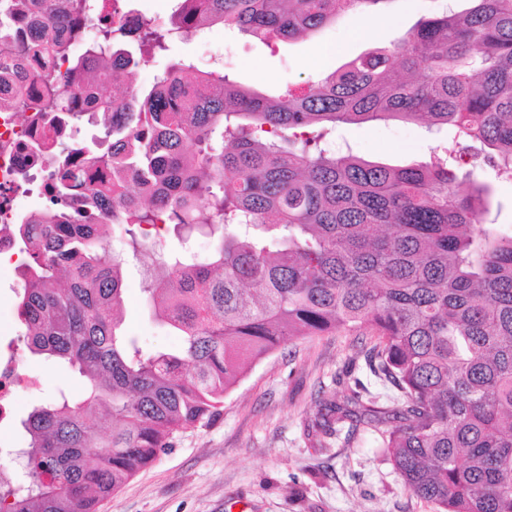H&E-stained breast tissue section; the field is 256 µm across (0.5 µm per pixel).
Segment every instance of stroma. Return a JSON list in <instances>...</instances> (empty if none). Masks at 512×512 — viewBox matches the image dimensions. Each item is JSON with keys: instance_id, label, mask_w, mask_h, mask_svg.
<instances>
[{"instance_id": "obj_1", "label": "stroma", "mask_w": 512, "mask_h": 512, "mask_svg": "<svg viewBox=\"0 0 512 512\" xmlns=\"http://www.w3.org/2000/svg\"><path fill=\"white\" fill-rule=\"evenodd\" d=\"M460 11L466 0H389L384 12L354 11L307 36L268 47L217 24L203 35L174 43L168 56L145 65L138 84L151 86L167 58L185 59L203 71H220L240 85L272 93L329 73L366 50L387 46L415 21L437 12L440 2ZM437 139L420 122L388 120L337 126L333 150L392 166L428 161ZM474 180L492 183L493 207L486 223L512 231V181L495 180L484 161ZM145 270L123 271V329L149 349L168 348L177 337L153 323L141 282ZM21 287L0 271V355L18 351L25 401L14 420L58 387L80 393V380L32 356L17 318ZM369 331L293 337L258 361L224 397L223 411L207 426L179 434L172 448L140 470L99 512H434L402 484L366 429L326 434L315 427L325 402L355 381L372 392L366 354Z\"/></svg>"}]
</instances>
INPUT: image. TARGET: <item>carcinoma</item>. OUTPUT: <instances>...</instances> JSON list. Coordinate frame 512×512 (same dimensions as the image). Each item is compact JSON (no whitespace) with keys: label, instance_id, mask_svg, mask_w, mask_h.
<instances>
[{"label":"carcinoma","instance_id":"1","mask_svg":"<svg viewBox=\"0 0 512 512\" xmlns=\"http://www.w3.org/2000/svg\"><path fill=\"white\" fill-rule=\"evenodd\" d=\"M384 2L176 0L170 26L131 31L110 0H0V104L49 113L51 134L28 149L55 155L46 205L13 228L28 259L18 319L30 353L84 385L33 406L23 447L0 448L20 466L0 471V512H98L176 434L217 417L255 361L294 336L363 328L380 338L372 375L398 395L357 380L322 428L371 430L436 512H512V235L479 223L492 186L464 192L453 171L463 137L512 172V0L422 18L277 96L184 60L146 92L133 84L181 34L222 23L274 44ZM34 11L46 25L24 26ZM20 53L45 66L31 91L14 79ZM388 119H426L452 143L405 167L328 148L340 124ZM84 120L102 134L73 152ZM164 216L173 243L152 246L146 227ZM194 236L211 249L192 250ZM131 261L180 349L120 333Z\"/></svg>","mask_w":512,"mask_h":512}]
</instances>
